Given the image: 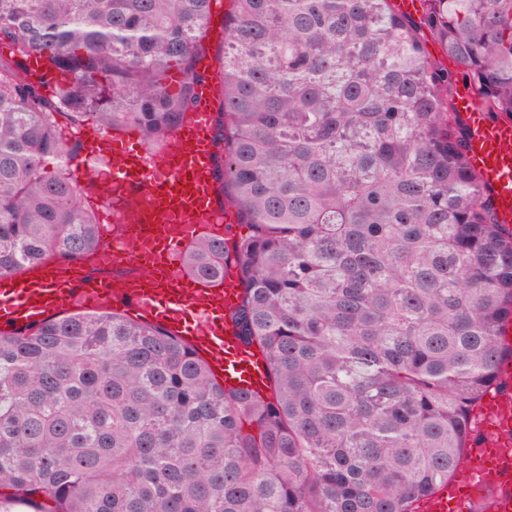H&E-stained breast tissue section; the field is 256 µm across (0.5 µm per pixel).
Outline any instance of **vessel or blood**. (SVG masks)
I'll list each match as a JSON object with an SVG mask.
<instances>
[{
  "instance_id": "1",
  "label": "vessel or blood",
  "mask_w": 512,
  "mask_h": 512,
  "mask_svg": "<svg viewBox=\"0 0 512 512\" xmlns=\"http://www.w3.org/2000/svg\"><path fill=\"white\" fill-rule=\"evenodd\" d=\"M200 102L187 121L156 150L128 147L112 150L114 185L120 193L102 205L114 223L123 220L124 198L142 195L155 224H177L175 238L158 236L152 258L143 261L144 279H127L116 288L107 275H90L77 261L49 260L17 276H0V326L21 330L42 323L77 302L114 303L129 314L153 317L178 336L224 377L228 388L263 390L265 362L256 349L245 347L230 314L241 289L236 276L225 275L220 288L205 285L180 270L183 244L205 224H230L234 217L220 203L212 163L214 152L212 90L200 87ZM457 110L472 132L468 154L471 168L493 189L499 223L512 224V122H489L471 88L460 87ZM505 351L498 364L502 387L496 410L482 439L472 442L468 461L447 484L416 504L417 512H469L484 498L486 512H512V324L504 326Z\"/></svg>"
}]
</instances>
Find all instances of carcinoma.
Returning a JSON list of instances; mask_svg holds the SVG:
<instances>
[{"instance_id": "carcinoma-1", "label": "carcinoma", "mask_w": 512, "mask_h": 512, "mask_svg": "<svg viewBox=\"0 0 512 512\" xmlns=\"http://www.w3.org/2000/svg\"><path fill=\"white\" fill-rule=\"evenodd\" d=\"M221 2L0 0V275L101 247L82 186L46 159H82L66 123L164 142L206 82ZM228 2L213 159L251 233L194 240L183 264L211 285L237 270L231 318L266 391L225 389L114 310L0 331V512H416L478 437L512 227L454 99L469 86L512 121V0H418L416 18L391 0Z\"/></svg>"}]
</instances>
